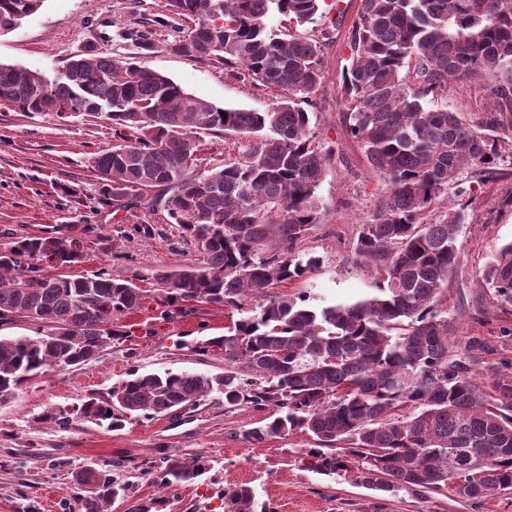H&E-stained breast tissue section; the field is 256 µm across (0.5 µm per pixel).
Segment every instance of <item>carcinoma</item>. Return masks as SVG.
<instances>
[{"label": "carcinoma", "instance_id": "carcinoma-1", "mask_svg": "<svg viewBox=\"0 0 512 512\" xmlns=\"http://www.w3.org/2000/svg\"><path fill=\"white\" fill-rule=\"evenodd\" d=\"M44 0H0V35L15 30ZM325 0H162L154 23H133L119 37L140 51L154 48L157 29L177 17L192 23L172 35L178 55L213 61L227 75L280 89L268 109L220 108L169 77L89 50L66 64L73 78L49 84L42 73L0 63V107L14 112L98 114L128 135L90 157L113 211L133 198L167 213L203 261L154 280L160 297L104 271L77 275L84 242L60 231L0 247V324L24 321L42 332L0 335V404L52 366H78L128 331L114 319L149 300L190 315L196 305L243 310L277 282L302 278L319 259L292 251L320 218L317 189L329 155L316 144L304 105L322 79L328 31L316 38L273 34L277 13L298 26L331 12ZM343 96L351 136L388 192L360 225L357 261L380 276V294L347 305L314 307L266 295L253 314L194 350L224 351L218 374L140 373L104 394L90 393L72 411L50 413L123 428L127 418H155L193 408L212 393L229 406L272 407L277 416L251 429L262 444L295 430L313 447L301 463L325 474L349 473L370 490H405L479 503L512 490V361L479 374L481 337L449 336L448 277L462 258L457 232L464 206L448 203L433 224L423 211L473 169L494 173L512 156V0H360L350 35ZM506 79L488 88L490 103L474 121L438 105L448 82L485 75ZM244 137L234 160L213 156L202 168L201 135ZM275 238L279 251L265 256ZM490 304L512 308V242L485 267ZM210 470L201 456L165 454L146 474L160 490L191 483ZM84 512H108L118 498L131 512L160 502L135 499L137 486L107 468L73 475ZM224 512H254L244 485L224 488Z\"/></svg>", "mask_w": 512, "mask_h": 512}]
</instances>
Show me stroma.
Returning <instances> with one entry per match:
<instances>
[{"label":"stroma","mask_w":512,"mask_h":512,"mask_svg":"<svg viewBox=\"0 0 512 512\" xmlns=\"http://www.w3.org/2000/svg\"><path fill=\"white\" fill-rule=\"evenodd\" d=\"M345 10L333 41L324 50L323 78L307 110L311 129L329 152L327 172L317 190L321 219L295 247V257H319L320 265L302 278L279 284L277 294L306 298L322 307L352 304L377 293L379 277L353 259L361 224L371 219L387 186L373 172L347 128L342 98L343 72L349 63V36L358 0H342ZM159 0H44L19 28L0 36V63L54 76L73 56L94 48L172 78L186 92L220 107L265 110L276 101L273 90L227 75L223 65L180 56L166 48L167 32L141 54L116 38L118 28L151 17ZM487 105L482 80L448 85L447 107L476 118ZM111 121L94 114L0 110V247L47 230H61L85 243L86 260L75 274L107 269L113 278L153 288V276L202 262L194 243L180 238L176 225L140 208L114 211L89 167L91 152L117 144ZM468 220L458 234L462 259L448 282L453 334L464 340L485 337L491 346L488 366L512 359V343L500 329L512 327V313L492 311L480 275L491 257L512 242V156L498 161L495 175L472 182L459 197ZM149 226L153 236L137 233ZM224 306H204L193 315L162 317L154 303L119 317L130 331L100 356L73 367L54 366L23 384L15 399L0 405V512H82L73 475L88 466L119 463L121 479H136L138 495L160 494L142 471L161 453L201 455L208 474L167 492L162 512H224L220 492L232 484L249 485L257 503L276 512H512V493L472 504L442 495L416 497L406 491L378 494L350 476L320 475L300 466L298 452L309 447L308 434L290 432L260 445L245 438L268 422L272 409L225 407L214 394L198 407L150 420H129L119 431L75 420L62 427L44 422L47 413L64 412L93 391L105 392L131 369L220 373L224 353L196 351V341L222 335L228 324Z\"/></svg>","instance_id":"stroma-1"}]
</instances>
